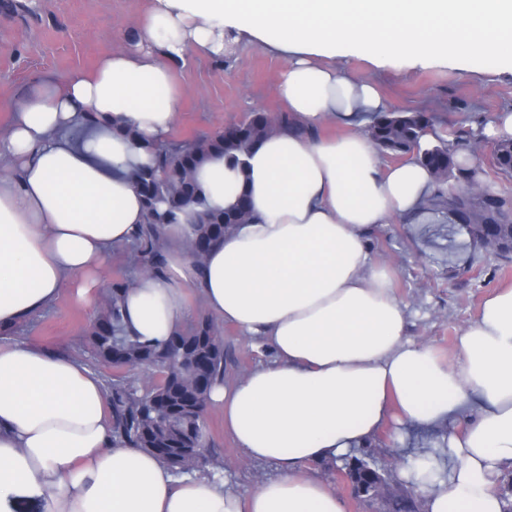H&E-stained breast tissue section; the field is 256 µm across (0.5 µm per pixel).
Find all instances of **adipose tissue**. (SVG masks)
Returning a JSON list of instances; mask_svg holds the SVG:
<instances>
[{"label": "adipose tissue", "instance_id": "ef3b65f1", "mask_svg": "<svg viewBox=\"0 0 512 512\" xmlns=\"http://www.w3.org/2000/svg\"><path fill=\"white\" fill-rule=\"evenodd\" d=\"M286 59L280 94L304 134L281 131L232 179L223 158L198 173L210 206L245 187L253 215L208 252L188 257V224L165 225V268L139 275L123 311L128 330L165 341L190 319L198 289L218 320L275 353L211 405L246 460L280 474L248 496L201 475L177 477L157 455L112 437L108 390L66 355L0 338V512L34 500L41 512H345L310 466L365 446L387 424L442 435L414 480L423 512H502L497 484L512 468V289L486 298L452 359L407 337L392 272L367 236L409 217L431 195L427 170L383 164L363 130L388 106L369 82L321 64L328 49L383 63L437 55L512 54V0H152L138 40L89 76L40 81L0 135V327L47 308L69 288L89 302L95 273L135 241L142 199L123 171L145 161L112 133L76 145L68 129L95 117L164 139L179 96L170 63L187 49L220 58L225 31ZM325 121L347 127L316 135Z\"/></svg>", "mask_w": 512, "mask_h": 512}]
</instances>
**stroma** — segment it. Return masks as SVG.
Segmentation results:
<instances>
[{
  "mask_svg": "<svg viewBox=\"0 0 512 512\" xmlns=\"http://www.w3.org/2000/svg\"><path fill=\"white\" fill-rule=\"evenodd\" d=\"M151 0H14L0 22V133L25 92L41 79L64 80L91 73L105 55L136 38ZM323 63L374 84L391 110L425 112L441 134L512 111V58L449 56L428 61L395 59L376 65L351 52L327 51ZM285 60L260 44L229 41L222 58L188 50L173 64L180 104L171 136L191 138L223 131L248 113L284 112L278 86ZM373 260L394 273L395 292L407 314V335L452 357L458 336L480 315L484 299L512 285V258L486 254L456 217L442 210L418 214L412 223L394 218L369 237ZM136 246L113 249L94 294L102 305L116 281L132 282L144 270ZM94 321L69 293L36 316L9 329V337L89 362L87 333ZM224 379L233 381L271 360L260 340L234 325L222 327ZM208 447L199 474L247 495L277 477L272 463L245 460L224 431V415L209 408ZM441 430L406 429L401 439L382 430L369 443L375 461L413 464L422 449L435 447Z\"/></svg>",
  "mask_w": 512,
  "mask_h": 512,
  "instance_id": "35a3bbf8",
  "label": "stroma"
}]
</instances>
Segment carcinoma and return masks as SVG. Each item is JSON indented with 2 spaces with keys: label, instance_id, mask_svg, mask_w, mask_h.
Returning <instances> with one entry per match:
<instances>
[{
  "label": "carcinoma",
  "instance_id": "1",
  "mask_svg": "<svg viewBox=\"0 0 512 512\" xmlns=\"http://www.w3.org/2000/svg\"><path fill=\"white\" fill-rule=\"evenodd\" d=\"M294 126L286 113L273 116L252 112L222 132L191 139L170 137L160 143L142 140L135 128L126 126L121 135L148 161L130 166L126 176L137 188L145 210L144 225L136 235V245L148 258L146 272L161 269L164 261L162 228L167 224H191L195 234L189 246L194 262L201 264L210 248L236 225L251 219L246 193L224 209L208 205L196 172L215 156L224 157L230 170L244 171L250 150L274 131ZM432 117L425 112H380L367 128L372 143L383 153L412 155L434 180V189L425 210L430 213L448 206L457 213L463 208L469 224H499L502 211L512 196L494 188L488 172L457 159V153H472L484 143L483 125H461L453 142L440 136L429 139ZM495 162L491 171L512 177V139L492 145ZM129 285L113 283L108 289L101 315L88 336L92 357L112 366L121 360L112 378L113 438L145 448L174 467L169 450L196 448L198 454L208 443L204 418L199 412L208 402L212 385L224 379V337L209 319L198 328L177 329L163 343L131 335L123 323L122 309ZM144 363L151 366L150 384L143 387L127 377V371ZM379 503L385 512H419L408 490L386 491Z\"/></svg>",
  "mask_w": 512,
  "mask_h": 512
}]
</instances>
